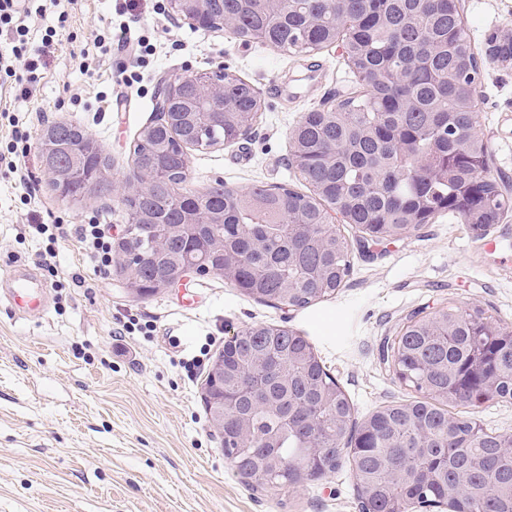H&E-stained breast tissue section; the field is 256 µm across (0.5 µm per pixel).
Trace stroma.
Here are the masks:
<instances>
[{
  "instance_id": "1",
  "label": "stroma",
  "mask_w": 512,
  "mask_h": 512,
  "mask_svg": "<svg viewBox=\"0 0 512 512\" xmlns=\"http://www.w3.org/2000/svg\"><path fill=\"white\" fill-rule=\"evenodd\" d=\"M24 20L30 45L46 31L57 44L29 97L0 78V112L31 129L19 174L0 172V277L16 264L43 271L32 224H102L123 233L120 198L104 191L66 200L50 188L39 141L60 121L81 126L109 156L110 180H127L130 149L155 113L160 82L228 67L261 94L263 112L247 140L189 151L187 189L216 182L247 189L262 182L301 188L289 136L326 98L345 94L352 74L341 45L310 56L243 45L229 31L203 30L169 13L168 0H36ZM482 58L477 131L488 169L512 194V60L489 54L486 38L512 30V0H460ZM66 22H59V15ZM127 22L129 45L94 43L109 22ZM151 44L138 58L131 42ZM351 272L335 298L279 309L221 277L195 276L140 298L119 269L95 275L75 235L55 246L57 276L40 318L11 311L0 297V512H358L349 463L281 490L248 487L212 432L203 384L237 328L266 322L305 336L347 395L355 418L408 402L415 393L380 359L385 338L415 313L447 304L480 307L512 327V211L487 231L445 217L393 243L364 244L342 225ZM149 324L116 343L126 316Z\"/></svg>"
}]
</instances>
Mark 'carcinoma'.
Here are the masks:
<instances>
[{"instance_id": "obj_1", "label": "carcinoma", "mask_w": 512, "mask_h": 512, "mask_svg": "<svg viewBox=\"0 0 512 512\" xmlns=\"http://www.w3.org/2000/svg\"><path fill=\"white\" fill-rule=\"evenodd\" d=\"M209 13L246 44L311 53L343 45L356 89L307 113L292 132V160L307 192L285 185L245 193L218 182L184 187L185 149L246 138L261 116L258 91L224 69L226 112L200 130L191 84L168 101L172 122L145 126L134 170L164 163L150 191L123 198L126 243L145 255L141 296L156 294L164 267L202 260L243 294L278 308L332 298L349 276L350 244L329 212L379 241L415 235L442 215L481 235L512 200L477 173L488 146L477 133V54L457 0H209ZM224 217L198 234L170 232L189 212ZM384 347L401 381L419 397L382 406L361 423L308 340L257 322L224 340V451L258 491L300 483L295 461L309 456L313 478L350 461L366 512H410L416 501L452 512H512V455L506 436L459 406L512 399V329L479 308L448 306L412 315Z\"/></svg>"}]
</instances>
